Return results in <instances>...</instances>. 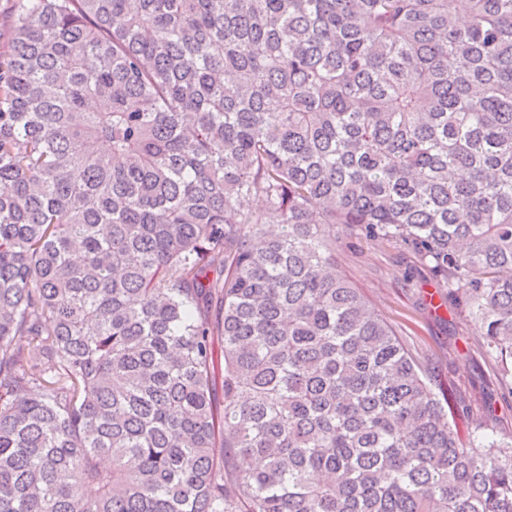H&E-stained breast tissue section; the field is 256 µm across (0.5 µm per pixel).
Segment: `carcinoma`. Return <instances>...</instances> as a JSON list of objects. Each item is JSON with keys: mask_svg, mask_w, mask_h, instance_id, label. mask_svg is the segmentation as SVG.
Returning <instances> with one entry per match:
<instances>
[{"mask_svg": "<svg viewBox=\"0 0 512 512\" xmlns=\"http://www.w3.org/2000/svg\"><path fill=\"white\" fill-rule=\"evenodd\" d=\"M465 2L13 0L0 512H512L336 265L408 250L512 360V0Z\"/></svg>", "mask_w": 512, "mask_h": 512, "instance_id": "cac0c4a2", "label": "carcinoma"}]
</instances>
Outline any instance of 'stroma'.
<instances>
[{
  "label": "stroma",
  "mask_w": 512,
  "mask_h": 512,
  "mask_svg": "<svg viewBox=\"0 0 512 512\" xmlns=\"http://www.w3.org/2000/svg\"><path fill=\"white\" fill-rule=\"evenodd\" d=\"M336 260L341 273L397 329L414 358L438 376L449 407H465L456 418L463 435L511 437L505 371L486 351L481 323L451 306L433 309L430 297L443 290L415 271L403 249L363 237L339 247Z\"/></svg>",
  "instance_id": "35a3bbf8"
}]
</instances>
